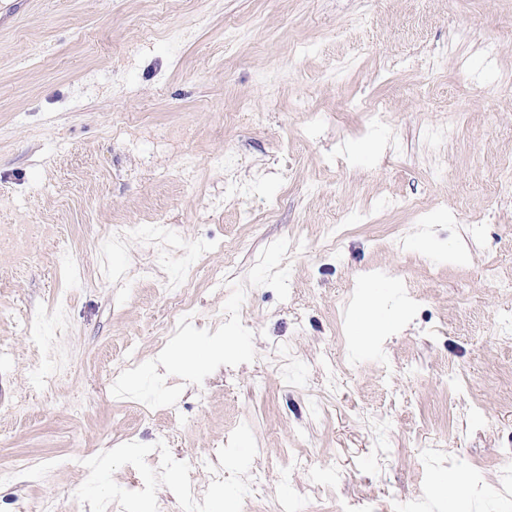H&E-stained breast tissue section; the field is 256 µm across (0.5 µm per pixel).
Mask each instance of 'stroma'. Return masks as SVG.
I'll list each match as a JSON object with an SVG mask.
<instances>
[{
  "instance_id": "obj_1",
  "label": "stroma",
  "mask_w": 512,
  "mask_h": 512,
  "mask_svg": "<svg viewBox=\"0 0 512 512\" xmlns=\"http://www.w3.org/2000/svg\"><path fill=\"white\" fill-rule=\"evenodd\" d=\"M510 73L512 0H0V512H512ZM166 365L179 364L191 369L196 362L195 343L192 339L184 340L176 351L169 352L162 361Z\"/></svg>"
}]
</instances>
